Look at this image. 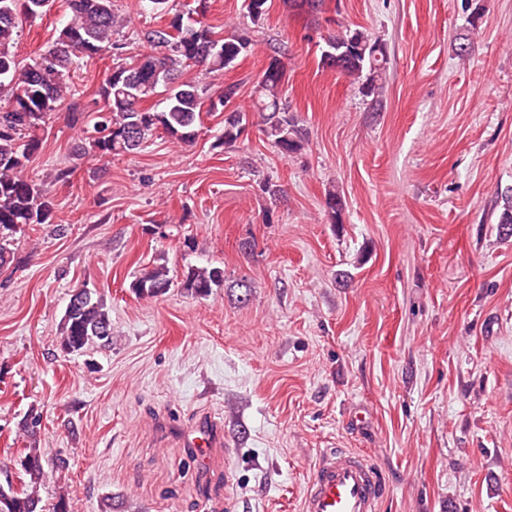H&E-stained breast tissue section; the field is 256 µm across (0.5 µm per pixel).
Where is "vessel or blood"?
<instances>
[{
    "instance_id": "1",
    "label": "vessel or blood",
    "mask_w": 512,
    "mask_h": 512,
    "mask_svg": "<svg viewBox=\"0 0 512 512\" xmlns=\"http://www.w3.org/2000/svg\"><path fill=\"white\" fill-rule=\"evenodd\" d=\"M199 468H206L213 448L224 441L221 426L210 421L180 430ZM388 492L382 470L365 452L350 448L321 450L310 471L300 512H379Z\"/></svg>"
}]
</instances>
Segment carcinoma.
<instances>
[{
    "instance_id": "carcinoma-1",
    "label": "carcinoma",
    "mask_w": 512,
    "mask_h": 512,
    "mask_svg": "<svg viewBox=\"0 0 512 512\" xmlns=\"http://www.w3.org/2000/svg\"><path fill=\"white\" fill-rule=\"evenodd\" d=\"M197 2V18L174 14L165 28L142 33L140 41L145 47L126 57L125 46L114 39L124 19L114 12L112 0H67L71 19L59 30L53 47L23 64L11 52L18 37V17L41 15L51 10L54 0H0V93L8 92L7 101L0 105V269L13 261L8 237L17 229L52 223V205L25 169L40 146L35 132L71 91L72 75L81 62L109 50L117 58L125 57L112 67L98 90L95 136L74 146L77 157L91 154L110 159L132 153L159 132L188 145L196 138L201 113L217 112L236 97L237 85L228 84L217 96L205 98L199 81L187 74L199 70L222 76L224 69L253 46L250 30L244 27L228 37L217 36L205 21L208 0ZM267 2L244 0L251 24L263 19ZM325 46L323 66L346 77L365 78L364 85L371 92L379 89L387 70L381 41L359 29H345L329 36ZM284 78L282 54L275 49L257 81L253 109L224 115L219 144L233 146L256 116L261 131L282 154L289 156L300 149L303 131L281 98ZM160 86L167 97L165 107L158 111L145 102ZM502 200L498 224L506 231L512 228V192L505 191ZM171 285L170 270L161 263L141 269L131 288L139 296L152 298L165 294ZM181 285L196 297H208L224 287V269L191 265L182 273ZM60 330L61 348L67 354H80L96 341L109 340L112 316L97 289L80 288L70 297ZM38 426L40 415L33 409L19 422V430L28 439L21 469L29 481L19 489L8 476L0 482V512H44Z\"/></svg>"
}]
</instances>
